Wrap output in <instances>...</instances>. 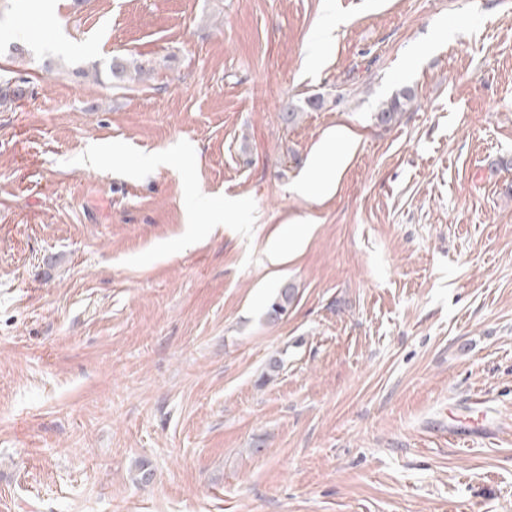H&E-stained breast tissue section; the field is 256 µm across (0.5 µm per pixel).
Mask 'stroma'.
<instances>
[{
    "instance_id": "obj_1",
    "label": "stroma",
    "mask_w": 512,
    "mask_h": 512,
    "mask_svg": "<svg viewBox=\"0 0 512 512\" xmlns=\"http://www.w3.org/2000/svg\"><path fill=\"white\" fill-rule=\"evenodd\" d=\"M0 512H512V0H0ZM110 74L112 81L120 84H126L132 79L142 80L146 75H153L154 69L148 64L134 58L112 57L110 63ZM415 98L411 89H404L398 96L384 105L375 113V120L381 126H390L396 122L398 115L405 110V107ZM355 144L354 135L347 131H341L336 135V132L326 136L316 149L313 156L312 166L316 169L320 167L321 159L324 156H333V168L324 171L317 187L321 193L326 195L330 194L335 187L336 177L346 167L353 151ZM342 145V149L338 150V146ZM295 290L291 285H284L278 289L274 297L270 300L265 311L267 321L273 322V319L281 318V313H288V308L293 302ZM467 416L464 421L448 429L450 437H492L497 429L496 420L486 407V399L481 395H473L467 402ZM473 418V420H471Z\"/></svg>"
}]
</instances>
